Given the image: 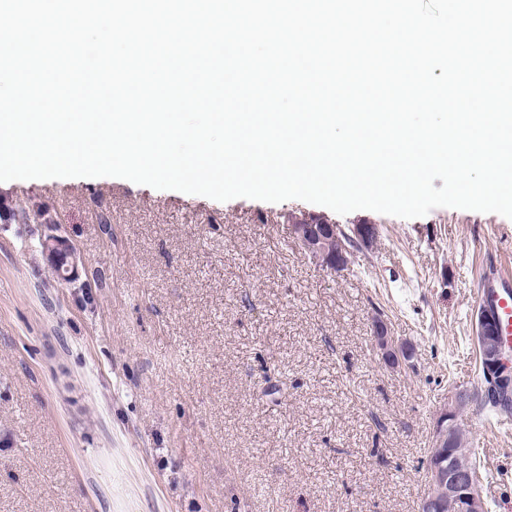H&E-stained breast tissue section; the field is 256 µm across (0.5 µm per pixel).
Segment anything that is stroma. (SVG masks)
<instances>
[{
  "label": "stroma",
  "mask_w": 512,
  "mask_h": 512,
  "mask_svg": "<svg viewBox=\"0 0 512 512\" xmlns=\"http://www.w3.org/2000/svg\"><path fill=\"white\" fill-rule=\"evenodd\" d=\"M0 512H421L441 408L458 407L488 512H512V423L481 407L476 274L512 269V219H403L226 202L115 177L0 182ZM108 223H101L100 213ZM372 224L330 272L290 217ZM412 353L385 359L377 322ZM29 211L18 209L17 204L9 198L0 197V222L11 224L17 221H23L26 218L38 220L40 224H56L55 219L48 211L41 208H32ZM45 254L50 265L54 264L59 257L64 258L66 273L57 272L59 265L54 266L56 277L66 283H73L79 277V258L76 249L68 236L50 232L44 240ZM52 268V269H53Z\"/></svg>",
  "instance_id": "obj_1"
}]
</instances>
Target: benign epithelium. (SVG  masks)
Returning a JSON list of instances; mask_svg holds the SVG:
<instances>
[{"mask_svg":"<svg viewBox=\"0 0 512 512\" xmlns=\"http://www.w3.org/2000/svg\"><path fill=\"white\" fill-rule=\"evenodd\" d=\"M327 228L333 232L341 231L344 238L351 243H358L375 231L371 224H353L342 226L330 223L321 218H316L311 224L294 225L292 233L298 239L299 244L305 251L321 261V266L331 267L349 262L347 246H342L340 253L332 257L330 261L322 260V253L325 250V239L319 228ZM45 254L49 263L53 264L58 258H64L65 271L58 275V279L73 283L79 277V258L71 239L56 232H50L44 240ZM378 346L383 354L396 359V361L407 362L410 356L405 354L403 349L394 345V339L388 336L387 329L379 327L376 330ZM481 355L484 361L485 374L492 382L504 373L502 366L508 365V358L501 344L492 346L481 345ZM464 437L463 430L459 426L456 416V409L445 407L438 415L434 429L433 441L436 447L441 448ZM429 489L425 496L422 507H427L434 501L437 493L444 492L448 496V505L452 512H484V501L478 489L477 476L464 470L452 456L448 460L443 457L431 458L427 462Z\"/></svg>","mask_w":512,"mask_h":512,"instance_id":"7a95c632","label":"benign epithelium"}]
</instances>
